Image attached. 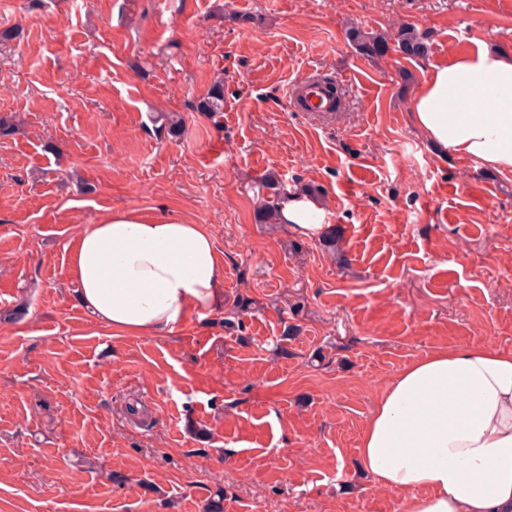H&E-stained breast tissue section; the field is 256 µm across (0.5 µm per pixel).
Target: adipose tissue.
Wrapping results in <instances>:
<instances>
[{
    "mask_svg": "<svg viewBox=\"0 0 512 512\" xmlns=\"http://www.w3.org/2000/svg\"><path fill=\"white\" fill-rule=\"evenodd\" d=\"M407 110L434 146L512 172V48L478 47L433 65ZM317 201L280 203L303 238L325 227ZM76 299L116 336H163L213 312L223 262L210 230L117 209L69 247ZM360 465L402 492L404 512H512V350L467 344L413 361L378 395Z\"/></svg>",
    "mask_w": 512,
    "mask_h": 512,
    "instance_id": "adipose-tissue-1",
    "label": "adipose tissue"
}]
</instances>
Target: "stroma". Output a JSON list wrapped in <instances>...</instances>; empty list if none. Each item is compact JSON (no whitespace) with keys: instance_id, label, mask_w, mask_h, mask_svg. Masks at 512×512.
<instances>
[{"instance_id":"35a3bbf8","label":"stroma","mask_w":512,"mask_h":512,"mask_svg":"<svg viewBox=\"0 0 512 512\" xmlns=\"http://www.w3.org/2000/svg\"><path fill=\"white\" fill-rule=\"evenodd\" d=\"M404 23L427 56L371 61L346 37ZM11 26L0 512H205L219 495L224 512H402L358 470L377 394L438 348L512 350V172L437 152L406 101L469 46L512 47V0H0ZM312 71L347 84L333 115L290 109ZM219 79L212 119L195 106ZM270 172L323 188L342 260L255 223ZM123 208L207 225L220 309L166 336L88 317L65 247Z\"/></svg>"}]
</instances>
